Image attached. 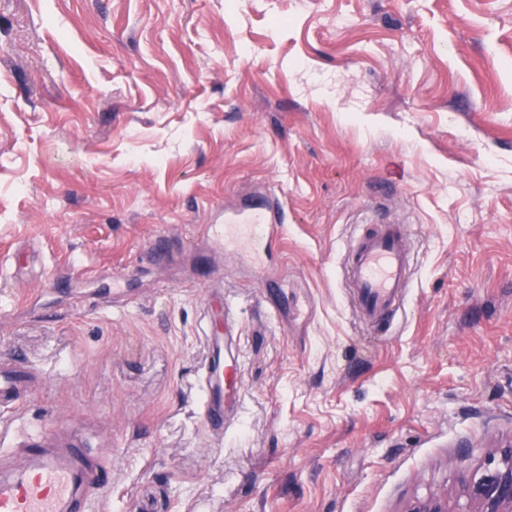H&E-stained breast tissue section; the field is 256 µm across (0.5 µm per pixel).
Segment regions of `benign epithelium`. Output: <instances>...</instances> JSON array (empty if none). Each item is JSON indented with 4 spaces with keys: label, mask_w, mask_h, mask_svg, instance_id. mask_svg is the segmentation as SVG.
<instances>
[{
    "label": "benign epithelium",
    "mask_w": 512,
    "mask_h": 512,
    "mask_svg": "<svg viewBox=\"0 0 512 512\" xmlns=\"http://www.w3.org/2000/svg\"><path fill=\"white\" fill-rule=\"evenodd\" d=\"M459 483L469 503L465 512H512V448L504 450L492 468L462 472ZM409 512H449L448 502L429 498Z\"/></svg>",
    "instance_id": "1"
}]
</instances>
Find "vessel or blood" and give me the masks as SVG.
<instances>
[{
    "instance_id": "b4317fda",
    "label": "vessel or blood",
    "mask_w": 512,
    "mask_h": 512,
    "mask_svg": "<svg viewBox=\"0 0 512 512\" xmlns=\"http://www.w3.org/2000/svg\"><path fill=\"white\" fill-rule=\"evenodd\" d=\"M285 220L276 195L224 212L218 231L226 250L253 260L275 244ZM406 228L378 225L354 240L345 261L346 284L358 319L371 328L391 327L402 307L412 277V255L405 244ZM224 337H211V360L205 370L204 418L215 431L224 428V398L235 395L239 371L224 355ZM23 398L18 376L0 372V406H16ZM25 462L0 469V512H88L93 498L107 492V477L85 448L56 437L35 441L24 450Z\"/></svg>"
}]
</instances>
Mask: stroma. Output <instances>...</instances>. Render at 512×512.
Masks as SVG:
<instances>
[{
    "instance_id": "1",
    "label": "stroma",
    "mask_w": 512,
    "mask_h": 512,
    "mask_svg": "<svg viewBox=\"0 0 512 512\" xmlns=\"http://www.w3.org/2000/svg\"><path fill=\"white\" fill-rule=\"evenodd\" d=\"M261 187L286 224L256 272L210 227ZM381 220L414 259L386 332L344 277ZM14 357L0 453L107 449L89 512H464L458 473L512 443V0H0ZM225 336H211V360L205 370V423L217 432L224 428V395L228 397L238 392L239 371L231 349L224 356ZM23 396L19 377L0 370V406L15 407Z\"/></svg>"
}]
</instances>
